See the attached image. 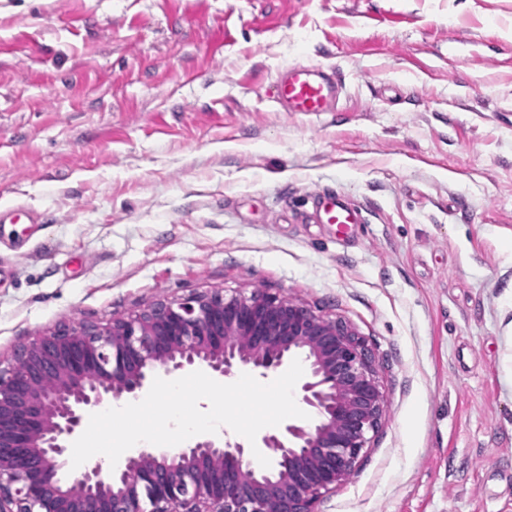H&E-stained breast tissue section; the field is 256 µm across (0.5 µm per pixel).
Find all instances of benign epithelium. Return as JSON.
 <instances>
[{
  "label": "benign epithelium",
  "instance_id": "1",
  "mask_svg": "<svg viewBox=\"0 0 512 512\" xmlns=\"http://www.w3.org/2000/svg\"><path fill=\"white\" fill-rule=\"evenodd\" d=\"M295 357L309 418L251 446L200 437L177 456L142 448L102 476L62 477L86 414L136 400L159 374L201 368L263 377ZM384 392L365 340L347 323L262 290L160 300L112 324L65 325L32 338L0 369V512H318L377 429Z\"/></svg>",
  "mask_w": 512,
  "mask_h": 512
}]
</instances>
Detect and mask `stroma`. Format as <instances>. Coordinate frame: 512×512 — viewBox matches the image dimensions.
Listing matches in <instances>:
<instances>
[{"mask_svg": "<svg viewBox=\"0 0 512 512\" xmlns=\"http://www.w3.org/2000/svg\"><path fill=\"white\" fill-rule=\"evenodd\" d=\"M293 64L337 105L284 109ZM12 209L0 364L262 288L347 322L382 382L319 512H512V0H0ZM341 85L320 66H288L275 83L276 99L290 112H327Z\"/></svg>", "mask_w": 512, "mask_h": 512, "instance_id": "stroma-1", "label": "stroma"}]
</instances>
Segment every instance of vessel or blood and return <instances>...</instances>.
<instances>
[{
    "label": "vessel or blood",
    "instance_id": "vessel-or-blood-1",
    "mask_svg": "<svg viewBox=\"0 0 512 512\" xmlns=\"http://www.w3.org/2000/svg\"><path fill=\"white\" fill-rule=\"evenodd\" d=\"M341 85L319 66L292 65L275 83L276 98L291 112H325L337 101Z\"/></svg>",
    "mask_w": 512,
    "mask_h": 512
}]
</instances>
